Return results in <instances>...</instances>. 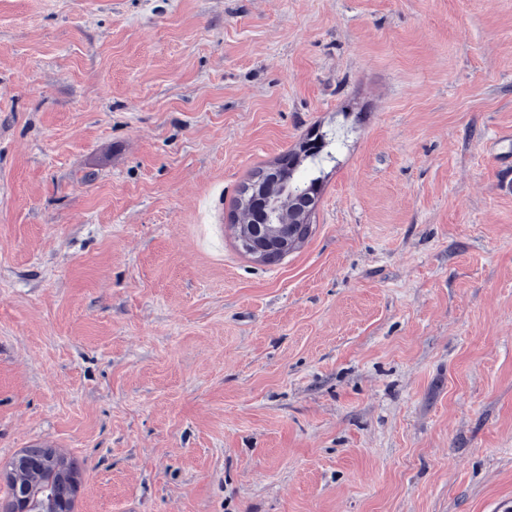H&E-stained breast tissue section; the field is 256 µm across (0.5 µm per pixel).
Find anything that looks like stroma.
I'll use <instances>...</instances> for the list:
<instances>
[{
    "label": "stroma",
    "instance_id": "obj_1",
    "mask_svg": "<svg viewBox=\"0 0 512 512\" xmlns=\"http://www.w3.org/2000/svg\"><path fill=\"white\" fill-rule=\"evenodd\" d=\"M512 0H0V468L74 512L512 502ZM330 136L306 242L231 224ZM23 473L32 474V480L29 482L21 483L17 481V476ZM56 479L50 469H43L41 467H20L12 473L9 479H6V485L9 490L8 500L15 497L17 487H23L30 491L29 501L25 511H19L16 504L15 511L13 512H58V511H44L43 502L49 492L55 487Z\"/></svg>",
    "mask_w": 512,
    "mask_h": 512
}]
</instances>
